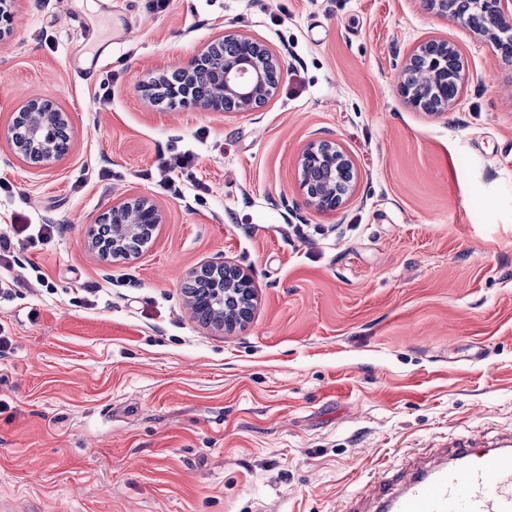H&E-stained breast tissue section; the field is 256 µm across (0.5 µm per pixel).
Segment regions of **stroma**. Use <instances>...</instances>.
Segmentation results:
<instances>
[{"instance_id": "1", "label": "stroma", "mask_w": 512, "mask_h": 512, "mask_svg": "<svg viewBox=\"0 0 512 512\" xmlns=\"http://www.w3.org/2000/svg\"><path fill=\"white\" fill-rule=\"evenodd\" d=\"M227 31L282 61L269 102L164 111L141 95ZM430 39L464 64L439 115L398 89ZM45 95L71 132L48 165L6 138ZM324 139L353 162L333 212L307 204L297 167ZM175 144L197 152L204 202L143 179ZM0 178L18 188L0 226L63 227L18 254L48 288L0 303V512H381V490L445 462L454 435L512 432V61L422 0H17ZM136 196L162 224L137 258L102 261L86 229ZM222 260L256 289L231 333L186 297Z\"/></svg>"}]
</instances>
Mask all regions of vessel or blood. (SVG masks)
Instances as JSON below:
<instances>
[{"mask_svg": "<svg viewBox=\"0 0 512 512\" xmlns=\"http://www.w3.org/2000/svg\"><path fill=\"white\" fill-rule=\"evenodd\" d=\"M383 512H512V448L458 436L447 465L413 477Z\"/></svg>", "mask_w": 512, "mask_h": 512, "instance_id": "obj_1", "label": "vessel or blood"}]
</instances>
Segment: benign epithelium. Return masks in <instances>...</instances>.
<instances>
[{"mask_svg": "<svg viewBox=\"0 0 512 512\" xmlns=\"http://www.w3.org/2000/svg\"><path fill=\"white\" fill-rule=\"evenodd\" d=\"M511 1L473 0L484 15V25L480 31L489 37L496 51L506 59L512 58V10H505L506 4ZM14 2L0 0V38L11 32ZM217 43H233L237 45V52L214 58L213 46L210 45L178 67L186 83L192 81L204 59L210 60L212 72L209 93L204 96L197 92L187 94L181 100V106L209 112L255 111L274 96L278 83L270 81L268 74L272 70L281 72V62L266 48L262 54H257L256 48L261 43L244 34H227L217 39ZM456 54V46L444 40H430L421 44L405 65L404 74H410L416 66L421 65L429 71L430 80L422 85L402 80L400 91L404 98L426 112L438 114L448 110L460 93L462 76L455 77L448 69V57ZM25 108L41 113L43 119L23 138L15 136L14 128H8L7 140L12 152L22 159L37 154L41 164L62 159L55 149L54 130L60 123H69L68 114L62 111L56 99L48 96L30 100ZM311 169L326 175L321 185L315 186L307 178V171ZM298 171L309 203L323 211L336 210L352 190L353 163L333 141L308 144L299 156ZM111 211L112 214L105 213L100 218L103 224L107 223L109 216L118 219L113 227L112 251L101 253L105 259L132 258L138 251H128L124 246L128 230L137 224H148L155 229L163 221L160 208L146 196L116 202L112 204ZM209 272L220 274L222 280L203 298L189 297V305L193 309L199 305L212 309L213 314L207 323L230 332L251 317L255 300L253 282L248 275L223 261L210 263L200 270L202 274Z\"/></svg>", "mask_w": 512, "mask_h": 512, "instance_id": "7a95c632", "label": "benign epithelium"}]
</instances>
